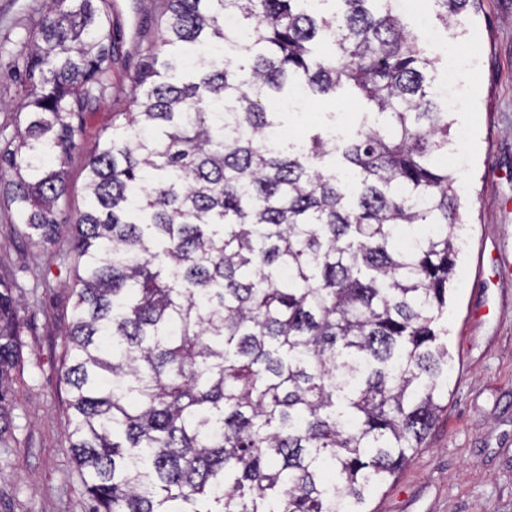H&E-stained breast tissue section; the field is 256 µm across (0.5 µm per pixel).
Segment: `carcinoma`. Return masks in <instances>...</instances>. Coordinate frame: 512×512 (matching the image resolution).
<instances>
[{
  "label": "carcinoma",
  "instance_id": "1",
  "mask_svg": "<svg viewBox=\"0 0 512 512\" xmlns=\"http://www.w3.org/2000/svg\"><path fill=\"white\" fill-rule=\"evenodd\" d=\"M29 44L0 204L77 266L62 379L90 512H366L448 392L463 229L433 62L393 0H162L165 35L58 221L112 88V0H52ZM439 19L471 0H435ZM363 109L336 143L271 142L268 102ZM20 300L0 280V444Z\"/></svg>",
  "mask_w": 512,
  "mask_h": 512
}]
</instances>
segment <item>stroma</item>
<instances>
[{
  "instance_id": "obj_1",
  "label": "stroma",
  "mask_w": 512,
  "mask_h": 512,
  "mask_svg": "<svg viewBox=\"0 0 512 512\" xmlns=\"http://www.w3.org/2000/svg\"><path fill=\"white\" fill-rule=\"evenodd\" d=\"M51 0H0V142L14 134L10 108L21 86L31 29ZM398 0L410 32L435 62L438 84L455 66L461 104L450 116L468 129L448 170L467 220L448 300V394L422 450L372 494L369 512H512V0H479L447 28L434 0L420 13ZM160 0H115L119 31L112 90L85 118L81 148L68 166L61 217L85 209V157L124 108L142 39L160 40ZM292 131L350 126L340 102L312 99L289 114ZM14 211L0 208V277L24 298L16 369L14 431L0 444V512H87L89 502L67 441L70 393L62 380L75 298L74 256L66 244L44 249L18 237ZM489 259L476 274L480 254Z\"/></svg>"
}]
</instances>
